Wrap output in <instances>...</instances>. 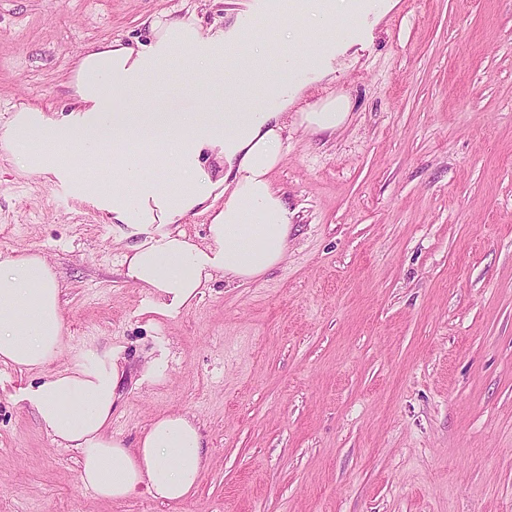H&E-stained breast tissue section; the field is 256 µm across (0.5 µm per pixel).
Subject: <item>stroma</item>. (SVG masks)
Segmentation results:
<instances>
[{"mask_svg": "<svg viewBox=\"0 0 512 512\" xmlns=\"http://www.w3.org/2000/svg\"><path fill=\"white\" fill-rule=\"evenodd\" d=\"M246 3L0 0V127L61 109L85 46ZM338 87L345 128L289 125L271 174L296 212L284 263L171 317L123 277L120 225L0 153V259L46 255L70 351L124 358L112 434L185 411L207 442L188 498L99 499L24 397L39 372L0 363V512H512V0H399Z\"/></svg>", "mask_w": 512, "mask_h": 512, "instance_id": "stroma-1", "label": "stroma"}]
</instances>
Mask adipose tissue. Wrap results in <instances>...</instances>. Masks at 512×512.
<instances>
[{
    "mask_svg": "<svg viewBox=\"0 0 512 512\" xmlns=\"http://www.w3.org/2000/svg\"><path fill=\"white\" fill-rule=\"evenodd\" d=\"M396 5L264 0L250 11L266 27L286 16L300 22L283 29L276 51L239 21L215 29L192 14L153 16L147 42L84 47L67 72V113L15 108L0 131V151L24 174L70 182L124 225L125 236L138 239L122 255L125 277L146 292L155 313L177 314L211 282H251L284 261L294 212L271 180L285 158L284 131L292 119L313 133L347 124L349 95L309 104L306 94L355 65L365 34ZM342 17L348 24L340 35L324 36ZM177 59L190 72L188 93L207 110H177L166 87L153 85ZM102 167L111 178L97 177ZM200 215L208 224L198 242L182 225ZM61 292L43 255L19 250L0 260V362L44 371L26 399L52 441L78 451L85 488L112 501L141 489L156 500L185 499L204 465L200 425L172 413L134 445L113 436L121 352L89 349L52 370L67 345Z\"/></svg>",
    "mask_w": 512,
    "mask_h": 512,
    "instance_id": "1",
    "label": "adipose tissue"
}]
</instances>
